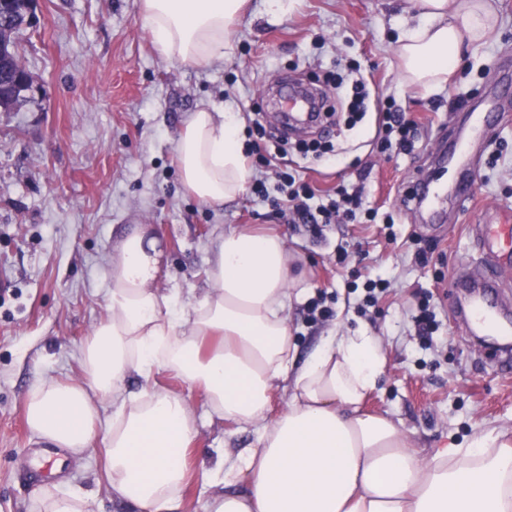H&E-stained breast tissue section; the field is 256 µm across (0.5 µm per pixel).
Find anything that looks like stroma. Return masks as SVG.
Here are the masks:
<instances>
[{
	"instance_id": "35a3bbf8",
	"label": "stroma",
	"mask_w": 512,
	"mask_h": 512,
	"mask_svg": "<svg viewBox=\"0 0 512 512\" xmlns=\"http://www.w3.org/2000/svg\"><path fill=\"white\" fill-rule=\"evenodd\" d=\"M290 3L281 13L269 0H251L223 59L195 66L159 53L138 0H38L21 54L45 93L21 111L0 112V512H36L40 490L23 477L38 441L26 422V393L43 374L80 377L81 346L107 315L111 254L128 224L155 233L163 249L158 286L178 289L184 304L211 288L206 269L217 236L242 227L283 236L299 291L286 310L298 359L322 334L368 327L380 339L385 374L365 407L399 421L413 451L512 430V372L456 324L448 295L457 265L480 259L470 225L512 224V120L474 136L473 197L449 201L439 225L418 223L403 203L409 177L427 172L470 112L512 113V0H491L496 31L430 93L401 81L397 43L418 23L409 0ZM338 74L342 88L327 92L337 157L303 156L294 137L283 161L317 194L360 190L375 221L344 220L316 238L268 219L270 205L249 192L215 207L187 193L175 146L192 112L228 105L265 114L268 84ZM358 75L371 96L394 98L417 122L412 153L376 151L375 109L348 126ZM341 250L348 258L340 265ZM421 253L427 264L418 263ZM370 277L391 286L362 312L354 289ZM320 293L333 315L308 322L307 302ZM428 295L439 329L426 346L410 313ZM188 407L197 424L193 471L251 447L252 428L207 418L195 394ZM57 485L81 489L89 512H123L99 455L69 457Z\"/></svg>"
}]
</instances>
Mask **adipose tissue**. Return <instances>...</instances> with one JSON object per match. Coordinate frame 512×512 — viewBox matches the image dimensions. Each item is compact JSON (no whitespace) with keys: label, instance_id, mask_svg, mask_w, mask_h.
Returning a JSON list of instances; mask_svg holds the SVG:
<instances>
[{"label":"adipose tissue","instance_id":"ef3b65f1","mask_svg":"<svg viewBox=\"0 0 512 512\" xmlns=\"http://www.w3.org/2000/svg\"><path fill=\"white\" fill-rule=\"evenodd\" d=\"M248 0H139L159 52L192 65L224 56ZM419 23L398 41L405 85L444 86L497 19L487 0H412ZM232 110L194 112L176 142L185 188L219 205L251 177ZM158 239L129 225L112 256L106 318L81 349L83 377L39 376L25 399L29 428L79 455L101 440L112 494L127 512H179L196 436L185 398L161 392L167 372L209 414L255 428V445L202 475L227 485L205 512H512V432L480 431L464 446L421 456L399 423L366 410L384 359L368 329L319 337L297 362L284 312L291 296L281 235L225 232L213 244L210 291L182 305L153 283ZM288 409L270 416L278 382Z\"/></svg>","mask_w":512,"mask_h":512}]
</instances>
